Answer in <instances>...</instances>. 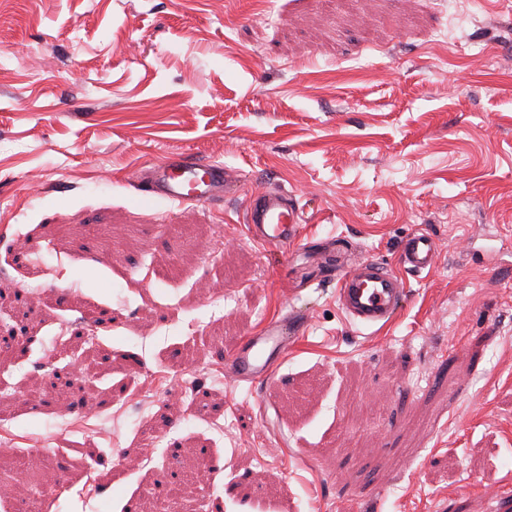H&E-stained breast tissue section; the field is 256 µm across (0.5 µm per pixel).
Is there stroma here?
I'll list each match as a JSON object with an SVG mask.
<instances>
[{"mask_svg":"<svg viewBox=\"0 0 512 512\" xmlns=\"http://www.w3.org/2000/svg\"><path fill=\"white\" fill-rule=\"evenodd\" d=\"M462 2L440 43L439 0H8L0 489L33 494L0 512H129L202 448L199 512H512V0ZM176 151L241 196L141 201ZM263 187L303 208L288 248L246 234ZM419 229L435 269L351 322L338 281ZM296 309L270 382L229 383L225 352ZM465 20L466 13L461 9L459 2L448 0V25L439 28L436 38L441 42H448Z\"/></svg>","mask_w":512,"mask_h":512,"instance_id":"35a3bbf8","label":"stroma"}]
</instances>
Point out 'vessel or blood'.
I'll return each mask as SVG.
<instances>
[{
  "instance_id": "b4317fda",
  "label": "vessel or blood",
  "mask_w": 512,
  "mask_h": 512,
  "mask_svg": "<svg viewBox=\"0 0 512 512\" xmlns=\"http://www.w3.org/2000/svg\"><path fill=\"white\" fill-rule=\"evenodd\" d=\"M238 189V181L229 179L223 163L181 156L165 157L142 181L143 198L147 201L162 198L174 203L206 204L235 194ZM244 217L248 233L258 244L283 248L300 237L302 209L283 191L252 190L245 198ZM438 259L439 245L425 230L407 237L398 255L400 267L417 273L431 271ZM406 296L404 280L377 260L359 263L340 279L337 287L344 312L354 323L367 327L388 322ZM307 325L306 314L295 311L243 337L224 357L226 379L236 384L270 381L283 354L305 334Z\"/></svg>"
}]
</instances>
